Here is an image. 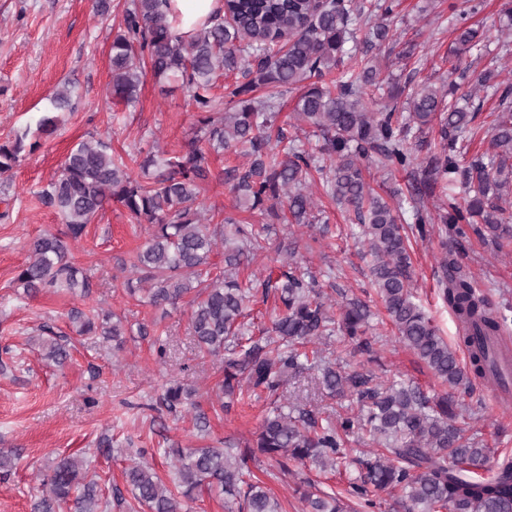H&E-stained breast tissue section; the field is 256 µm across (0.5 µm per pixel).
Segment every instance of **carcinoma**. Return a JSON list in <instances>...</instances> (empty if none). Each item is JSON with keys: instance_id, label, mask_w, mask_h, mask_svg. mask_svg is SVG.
I'll list each match as a JSON object with an SVG mask.
<instances>
[{"instance_id": "obj_1", "label": "carcinoma", "mask_w": 512, "mask_h": 512, "mask_svg": "<svg viewBox=\"0 0 512 512\" xmlns=\"http://www.w3.org/2000/svg\"><path fill=\"white\" fill-rule=\"evenodd\" d=\"M168 3L129 0L109 51L110 96L126 106L134 104L146 67L160 81L181 82L200 110L193 141L173 156L148 151L133 158L137 176L112 155L108 141L91 137L76 143L41 193L67 231L38 236L16 280L29 294L45 288L89 292L68 241L81 238L94 217L116 201L137 223L147 225L148 238L132 263L139 273L137 285L127 283V293H144L139 301L156 308L193 295L191 336L200 350L224 357V379L213 389L219 408L227 409L230 401L245 395L278 397L288 378L316 370L323 389L356 403L358 411L320 418L279 404L265 414L253 443L242 451H234L230 443L167 448L174 488L151 465L136 462L124 470L134 500L148 512H183L185 502L206 491L232 497L241 512H282L264 486L246 480L248 461L259 453L284 473L291 461L334 470L347 457L349 437L365 431L377 449L359 461L361 473L348 485V494L363 506H376L378 491L398 490L395 505L402 512H512V459L488 465L491 450L456 425L452 393L473 379L497 381L485 343L502 344L508 330L507 317L476 293L454 245L467 237V226L500 248L512 245V225L503 217L512 206V84L500 95L507 113L495 119L491 151L463 166L456 158L457 143L473 133L476 113L468 104L443 106L444 97L459 89L457 83L448 82L446 91L418 85L407 95L406 115L396 111L400 90L389 92L391 105L381 110L366 106L367 89L384 82L368 53L388 38L393 0H224V13L188 38L175 31ZM465 21L463 15L457 20L459 58L479 37L475 29L462 27ZM364 28L368 38L357 56L346 45ZM239 71L248 81L224 85L225 107L216 111L212 90L217 77ZM288 89L299 91L296 121L318 137L313 151L295 145L288 129L276 124L274 100ZM71 109V89L56 90L36 123L37 132L53 134L57 113ZM435 120L437 145L410 143L413 128L421 131ZM28 135L26 130L0 144L1 178L19 162ZM424 146L427 156L415 155ZM224 151L243 155L247 163L213 172L212 155ZM366 163L387 169L416 165L423 177L394 209L368 189ZM213 179L230 187L236 208L263 217H277L285 207L297 224L315 221L309 186L316 179L326 196L353 210L371 258L372 284L398 340L450 392L430 398L410 381L377 383L373 373L347 372L320 349L303 350L339 334L353 352L372 353L366 337L371 311L359 298L343 303L337 315L330 311L317 275L298 258L294 240L281 243L288 261L278 267L277 276L263 281L262 300L275 297L271 328L265 336H253L243 318L256 293L239 282L237 272L267 250L273 225L242 224L214 207L205 208L202 186ZM450 185L458 192L448 196L435 224L420 200ZM407 204L414 222L406 228L397 211ZM475 216L482 224L471 222ZM410 234L437 240L438 279L443 300L461 328L468 359L464 366L414 300ZM220 245L224 272L205 279L203 272ZM70 322L79 336L118 341L124 335L123 320L112 312L77 310ZM42 343L49 360L64 364L65 345L54 338ZM193 396L192 390L174 383L162 400L173 410L195 405ZM304 486L310 512H343L341 497L317 493L308 482ZM43 488L34 512H60L64 505L70 512H101L98 484L77 456L57 458Z\"/></svg>"}]
</instances>
